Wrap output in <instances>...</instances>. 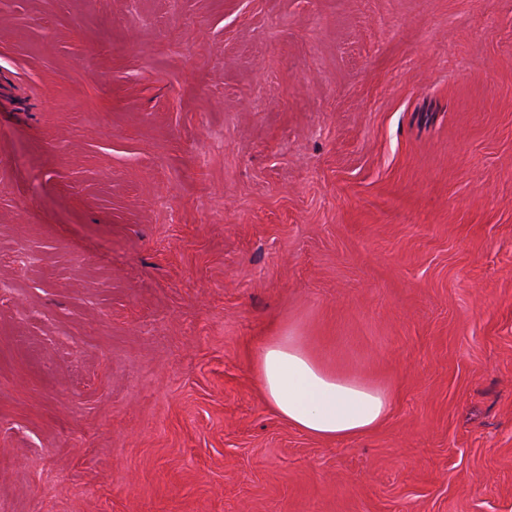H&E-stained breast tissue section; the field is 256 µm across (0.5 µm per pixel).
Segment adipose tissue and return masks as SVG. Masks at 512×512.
Wrapping results in <instances>:
<instances>
[{
	"label": "adipose tissue",
	"instance_id": "1",
	"mask_svg": "<svg viewBox=\"0 0 512 512\" xmlns=\"http://www.w3.org/2000/svg\"><path fill=\"white\" fill-rule=\"evenodd\" d=\"M256 370L262 394L274 412L316 438L366 434L389 413L390 394L385 388L326 365L294 336L266 342L257 355Z\"/></svg>",
	"mask_w": 512,
	"mask_h": 512
}]
</instances>
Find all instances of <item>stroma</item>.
Listing matches in <instances>:
<instances>
[{
  "instance_id": "obj_1",
  "label": "stroma",
  "mask_w": 512,
  "mask_h": 512,
  "mask_svg": "<svg viewBox=\"0 0 512 512\" xmlns=\"http://www.w3.org/2000/svg\"><path fill=\"white\" fill-rule=\"evenodd\" d=\"M0 512H512V0H0ZM261 391L289 425L316 438L337 440L378 427L390 394L356 374L337 371L303 347L296 336H274L257 355Z\"/></svg>"
}]
</instances>
